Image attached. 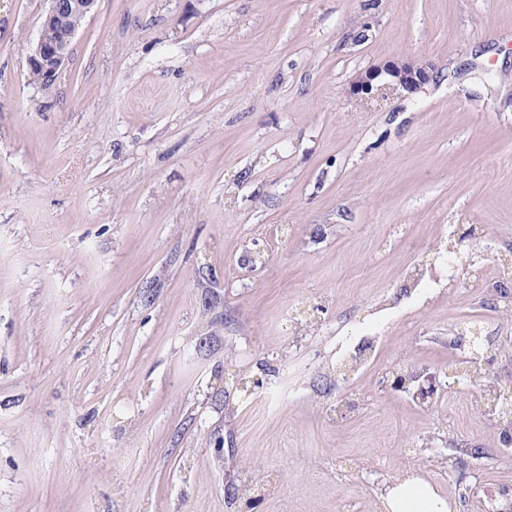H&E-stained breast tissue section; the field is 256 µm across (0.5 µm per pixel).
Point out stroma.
Wrapping results in <instances>:
<instances>
[{"label":"stroma","instance_id":"obj_1","mask_svg":"<svg viewBox=\"0 0 512 512\" xmlns=\"http://www.w3.org/2000/svg\"><path fill=\"white\" fill-rule=\"evenodd\" d=\"M48 7L0 0V512L511 487L449 341L512 375V0H96L45 92ZM405 58L418 93L350 94Z\"/></svg>","mask_w":512,"mask_h":512}]
</instances>
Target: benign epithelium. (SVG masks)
I'll return each instance as SVG.
<instances>
[{
  "instance_id": "benign-epithelium-1",
  "label": "benign epithelium",
  "mask_w": 512,
  "mask_h": 512,
  "mask_svg": "<svg viewBox=\"0 0 512 512\" xmlns=\"http://www.w3.org/2000/svg\"><path fill=\"white\" fill-rule=\"evenodd\" d=\"M95 0H49L38 38L31 45L26 65L31 71L43 74L45 84H54L65 71L67 56L59 45L48 39L45 32L67 26L72 13L80 9L90 13ZM433 79L432 65L418 59L398 60L378 65L358 74L350 85V94L360 99L375 94L419 92Z\"/></svg>"
}]
</instances>
